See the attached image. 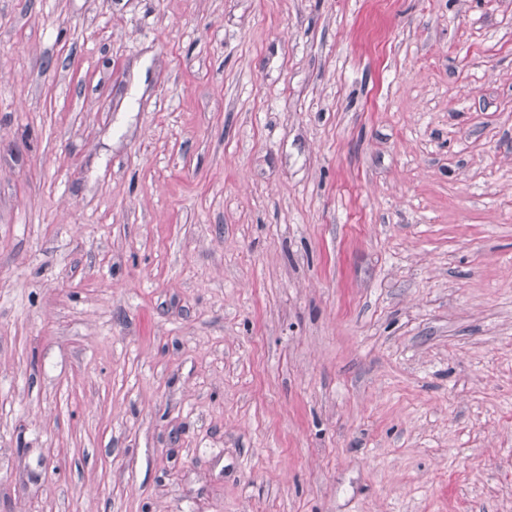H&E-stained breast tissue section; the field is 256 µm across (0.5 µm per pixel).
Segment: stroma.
Returning <instances> with one entry per match:
<instances>
[{"label":"stroma","instance_id":"1","mask_svg":"<svg viewBox=\"0 0 512 512\" xmlns=\"http://www.w3.org/2000/svg\"><path fill=\"white\" fill-rule=\"evenodd\" d=\"M0 512H512V0H0Z\"/></svg>","mask_w":512,"mask_h":512}]
</instances>
